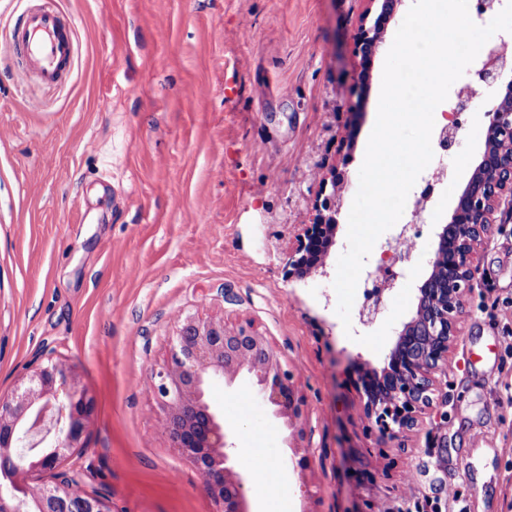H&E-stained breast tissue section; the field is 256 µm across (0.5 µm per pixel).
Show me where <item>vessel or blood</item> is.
<instances>
[{
  "label": "vessel or blood",
  "instance_id": "1",
  "mask_svg": "<svg viewBox=\"0 0 512 512\" xmlns=\"http://www.w3.org/2000/svg\"><path fill=\"white\" fill-rule=\"evenodd\" d=\"M6 45L47 87L62 83L75 56L74 39L51 8L27 11L24 20L10 29Z\"/></svg>",
  "mask_w": 512,
  "mask_h": 512
}]
</instances>
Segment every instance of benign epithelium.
I'll use <instances>...</instances> for the list:
<instances>
[{
  "instance_id": "7a95c632",
  "label": "benign epithelium",
  "mask_w": 512,
  "mask_h": 512,
  "mask_svg": "<svg viewBox=\"0 0 512 512\" xmlns=\"http://www.w3.org/2000/svg\"><path fill=\"white\" fill-rule=\"evenodd\" d=\"M404 0H369L370 8L354 34V47L370 59L383 41L386 24ZM502 41L477 70L479 79L497 86L485 110L484 149L456 198L453 213L438 225L437 244L428 271L417 287L413 316L395 334L394 345L379 369L364 370L355 382L363 412L383 437H396L416 425L415 413L438 400L435 374L448 364V354L464 315V295L474 288L477 254L497 223L502 207L512 217V58ZM460 129L455 120L437 133L449 148ZM345 173L330 169L321 179L331 188L314 207L294 252L288 278L303 279L313 271L329 275L326 258L339 227ZM404 224L387 238L381 262L367 268L374 278L393 260L395 245L406 236ZM246 373L260 397L285 429L293 464L308 512L320 503L309 457L310 436L305 398L284 368L267 337L250 321L186 318L172 340L167 360L151 369L149 384L159 405L160 421L175 449L202 476L213 512H251L244 478L232 452L233 430L209 404L213 382L229 385ZM94 399L71 377L70 368L51 364L37 368L11 394L0 397V473L14 477L21 470L49 473L52 483L30 493L14 481L0 484V512H112L104 496L81 490L78 479L62 468L65 458L87 448Z\"/></svg>"
}]
</instances>
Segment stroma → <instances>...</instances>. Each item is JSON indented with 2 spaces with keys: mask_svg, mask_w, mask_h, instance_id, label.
I'll use <instances>...</instances> for the list:
<instances>
[{
  "mask_svg": "<svg viewBox=\"0 0 512 512\" xmlns=\"http://www.w3.org/2000/svg\"><path fill=\"white\" fill-rule=\"evenodd\" d=\"M41 3L75 39L63 84L45 87L0 54V394L53 359L95 399L83 491L112 512H213L201 475L173 448L147 378L183 319L249 321L307 402L319 512H512V341L491 315L512 298V222L493 225L477 284L436 375L446 400L381 437L353 385L384 353L344 329L333 278L287 277L286 262L344 167L349 214L377 116L395 17L370 72L362 116L348 101L363 62L353 35L367 0H0V30ZM441 157L447 184L418 228L429 261L437 224L484 146L463 113ZM211 405L236 448L277 459L266 481L288 512L306 501L285 434L248 376L216 383ZM483 459L464 472L462 462Z\"/></svg>",
  "mask_w": 512,
  "mask_h": 512,
  "instance_id": "35a3bbf8",
  "label": "stroma"
}]
</instances>
